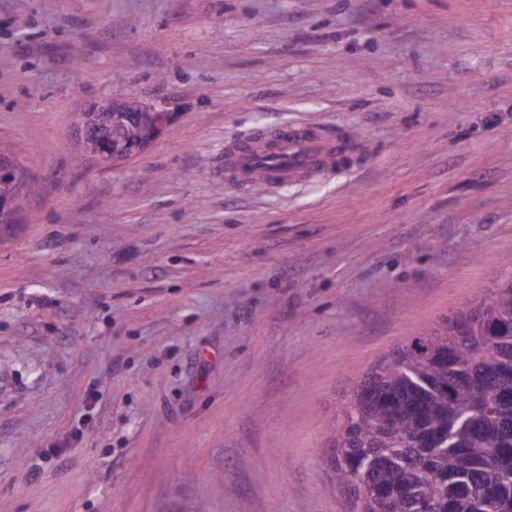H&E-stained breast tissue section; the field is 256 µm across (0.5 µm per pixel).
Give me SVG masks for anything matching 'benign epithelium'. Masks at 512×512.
Segmentation results:
<instances>
[{"label":"benign epithelium","mask_w":512,"mask_h":512,"mask_svg":"<svg viewBox=\"0 0 512 512\" xmlns=\"http://www.w3.org/2000/svg\"><path fill=\"white\" fill-rule=\"evenodd\" d=\"M168 114L125 97L101 100L76 113V147L83 155L111 164L137 156L167 125Z\"/></svg>","instance_id":"7a95c632"}]
</instances>
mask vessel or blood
I'll list each match as a JSON object with an SVG mask.
<instances>
[{
	"instance_id": "b4317fda",
	"label": "vessel or blood",
	"mask_w": 512,
	"mask_h": 512,
	"mask_svg": "<svg viewBox=\"0 0 512 512\" xmlns=\"http://www.w3.org/2000/svg\"><path fill=\"white\" fill-rule=\"evenodd\" d=\"M341 152V143L326 139L318 131L291 126L271 132L266 142L246 138L228 146L224 177L271 189L344 169Z\"/></svg>"
}]
</instances>
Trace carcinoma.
Returning <instances> with one entry per match:
<instances>
[{
	"mask_svg": "<svg viewBox=\"0 0 512 512\" xmlns=\"http://www.w3.org/2000/svg\"><path fill=\"white\" fill-rule=\"evenodd\" d=\"M350 512H512V277L394 350L337 406Z\"/></svg>",
	"mask_w": 512,
	"mask_h": 512,
	"instance_id": "carcinoma-1",
	"label": "carcinoma"
}]
</instances>
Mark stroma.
<instances>
[{
  "label": "stroma",
  "instance_id": "stroma-1",
  "mask_svg": "<svg viewBox=\"0 0 512 512\" xmlns=\"http://www.w3.org/2000/svg\"><path fill=\"white\" fill-rule=\"evenodd\" d=\"M291 124L348 169L225 181ZM0 149V512H348L337 401L512 274V0H0ZM119 113L124 115L119 117ZM167 121L168 114L153 107L126 97L107 98L74 115L76 147L101 164L128 160L147 148ZM128 129L136 131L138 137L130 138Z\"/></svg>",
  "mask_w": 512,
  "mask_h": 512
}]
</instances>
